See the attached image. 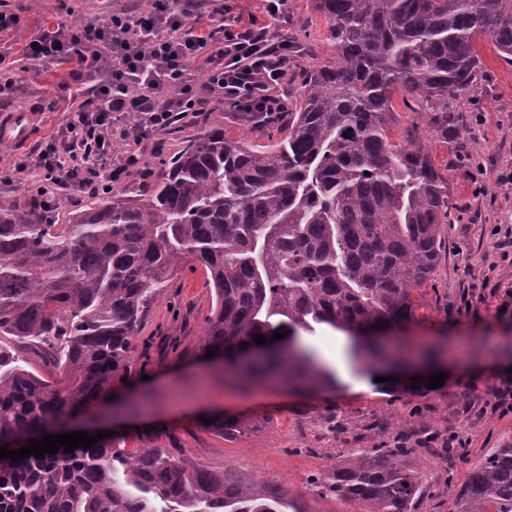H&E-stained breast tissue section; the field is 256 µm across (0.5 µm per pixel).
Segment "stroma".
Returning <instances> with one entry per match:
<instances>
[{
    "mask_svg": "<svg viewBox=\"0 0 512 512\" xmlns=\"http://www.w3.org/2000/svg\"><path fill=\"white\" fill-rule=\"evenodd\" d=\"M22 19L18 30L0 36V48L19 49L46 17L75 23H100L112 12L146 10V0H6ZM288 34L305 52L288 73V96L296 98L313 61L332 60L327 28L312 0H288ZM482 67L457 112L447 141L428 134L429 116L417 101L394 97L390 127L394 137L417 130L436 169L448 182V218L442 227L440 260L428 280L414 290L413 318L398 328L389 344L409 352L436 351L435 371L442 386L411 396L387 398L375 372L353 362L352 339L325 324L298 329V348L313 351L333 379L312 393H294L270 383L241 385L225 376L219 362L207 358L202 342L212 296L202 271L170 273L153 302L135 341L131 373L115 384V401L137 404L115 429L126 448H167L218 472L245 481H265L287 488L309 512H358L355 504L321 498L307 480L345 457L382 444H394L410 432V465L429 487L418 512H451L455 495L472 467L491 449L512 447V414L486 412L485 401L512 374V319L495 317L491 288L512 285V243L494 227H512V62L503 59L488 37L476 43ZM70 64L43 68L30 61L11 66L14 89L0 97V116L27 106L42 112L41 137L58 132L70 102L60 84ZM220 125L227 136L262 143L286 136L285 127L249 126L241 113L211 102L202 120L183 132L161 136L160 153L147 154L139 173L120 190L146 191L156 180L161 157L170 156L191 137ZM0 199L30 204L29 168L38 161L36 145L21 149L0 141ZM26 172H17L18 164ZM224 413L262 420L260 430L227 440L204 426L205 417ZM459 447L445 456L449 436Z\"/></svg>",
    "mask_w": 512,
    "mask_h": 512,
    "instance_id": "1",
    "label": "stroma"
}]
</instances>
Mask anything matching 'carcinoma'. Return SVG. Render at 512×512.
Returning <instances> with one entry per match:
<instances>
[{
	"label": "carcinoma",
	"mask_w": 512,
	"mask_h": 512,
	"mask_svg": "<svg viewBox=\"0 0 512 512\" xmlns=\"http://www.w3.org/2000/svg\"><path fill=\"white\" fill-rule=\"evenodd\" d=\"M334 60L313 68L288 133L259 144L212 127L163 162L152 187L100 199L67 224L0 201V337L46 352L60 380L0 343V443L28 445L110 403L128 375L141 321L166 275L192 261L213 306L202 342L243 383L323 388L309 352L240 344L310 323L346 334L357 360L384 356L378 333L409 321L412 292L439 259L448 183L419 136H390L398 93L448 142L451 104L481 68L476 37L512 57V0H313ZM254 418L208 425L226 439ZM90 448L0 460V512H309L276 485L242 481L166 448ZM412 449L372 448L313 474L321 498L360 512H415ZM456 512H512V448L473 468Z\"/></svg>",
	"instance_id": "obj_1"
}]
</instances>
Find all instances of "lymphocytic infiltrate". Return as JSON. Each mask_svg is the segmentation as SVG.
I'll return each instance as SVG.
<instances>
[{
  "mask_svg": "<svg viewBox=\"0 0 512 512\" xmlns=\"http://www.w3.org/2000/svg\"><path fill=\"white\" fill-rule=\"evenodd\" d=\"M295 51L287 34L242 19L226 0L210 11L202 0H155L144 16L123 10L100 24L39 25L20 53L44 66L74 62L62 89L76 106L39 148L35 201L51 212L58 190L95 196L120 184L146 152H158L162 132L192 128L211 100L240 112L286 111L281 88ZM116 112L136 123L123 131L125 155L105 173L92 158L106 154Z\"/></svg>",
  "mask_w": 512,
  "mask_h": 512,
  "instance_id": "1",
  "label": "lymphocytic infiltrate"
}]
</instances>
